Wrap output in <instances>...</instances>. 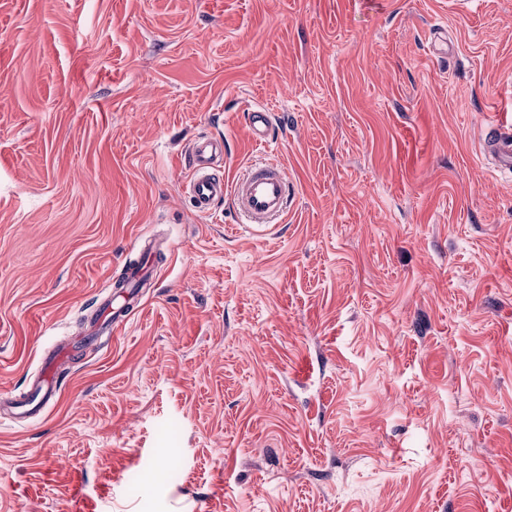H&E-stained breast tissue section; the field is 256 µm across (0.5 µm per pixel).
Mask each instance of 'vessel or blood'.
Returning a JSON list of instances; mask_svg holds the SVG:
<instances>
[{"label":"vessel or blood","mask_w":512,"mask_h":512,"mask_svg":"<svg viewBox=\"0 0 512 512\" xmlns=\"http://www.w3.org/2000/svg\"><path fill=\"white\" fill-rule=\"evenodd\" d=\"M247 126L255 144H269L273 115L267 108L250 109ZM487 150L497 167H512L511 133L495 134L490 138ZM223 156L224 142L220 139H200L186 150L184 158L190 170L186 187L193 212L199 216L210 215L216 203L226 199L246 217L248 223L260 226L280 223L291 199L292 190L285 166L279 161L264 159L251 165L242 177L228 184L224 181L223 172L215 168ZM72 353V347L59 346L43 358L39 382L13 405L15 417L35 416L43 405L44 394L57 393V371L70 361Z\"/></svg>","instance_id":"vessel-or-blood-1"}]
</instances>
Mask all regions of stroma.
Returning a JSON list of instances; mask_svg holds the SVG:
<instances>
[{
  "label": "stroma",
  "mask_w": 512,
  "mask_h": 512,
  "mask_svg": "<svg viewBox=\"0 0 512 512\" xmlns=\"http://www.w3.org/2000/svg\"><path fill=\"white\" fill-rule=\"evenodd\" d=\"M274 116L261 148L246 118ZM512 0H0V512H512ZM273 157L283 221L196 216ZM126 321L85 340L142 246ZM497 134L491 137L487 143V151L492 155L495 165L498 168H507L512 166V134L504 133L500 127ZM190 170L186 188L192 210L198 216L212 214L217 202L228 197L231 206L241 212L248 224H279L291 199L292 183L285 166L273 159H263L230 185L222 171L213 168L224 158L223 139H200L185 151ZM73 348L70 346L56 347L42 359V374L40 380L34 384L25 396L14 403L13 415L16 418H32L41 409L43 400L48 395H54L58 391L55 380L57 370L68 363L72 357ZM44 386L46 390L42 396Z\"/></svg>",
  "instance_id": "stroma-1"
}]
</instances>
